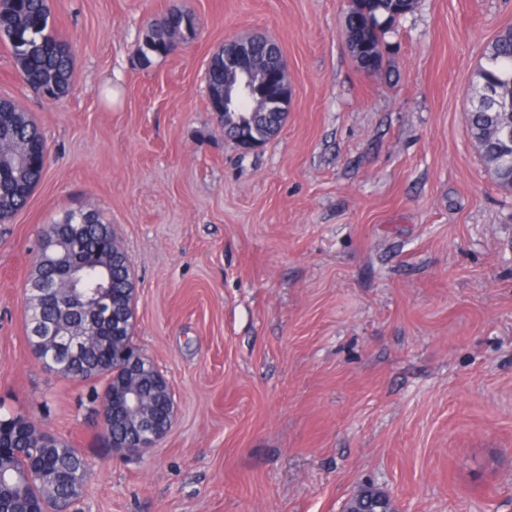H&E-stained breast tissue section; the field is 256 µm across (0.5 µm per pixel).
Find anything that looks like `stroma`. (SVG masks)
Wrapping results in <instances>:
<instances>
[{"mask_svg":"<svg viewBox=\"0 0 512 512\" xmlns=\"http://www.w3.org/2000/svg\"><path fill=\"white\" fill-rule=\"evenodd\" d=\"M352 0H48L73 85L44 99L0 44V97L30 113L46 174L0 239V407L92 470L74 512H512V192L466 121L512 0H416L385 68L345 40ZM193 14L184 51L141 66L148 22ZM251 35L283 53L280 132L225 139L206 71ZM111 224L136 280L133 342L176 414L112 452L87 383L26 335L39 229ZM139 422L137 424L136 432H132V438L128 441H123L127 438L128 434L125 430V420L123 418H119V421L113 430V438L122 442L119 445H112V450L115 453H119L125 456H136L140 455L143 451L148 448L153 447V445L158 442L157 436L152 435L148 428L150 426L149 423H142L139 427ZM348 512H394L390 497L373 486H362L346 503Z\"/></svg>","mask_w":512,"mask_h":512,"instance_id":"35a3bbf8","label":"stroma"}]
</instances>
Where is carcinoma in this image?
I'll list each match as a JSON object with an SVG mask.
<instances>
[{"label": "carcinoma", "mask_w": 512, "mask_h": 512, "mask_svg": "<svg viewBox=\"0 0 512 512\" xmlns=\"http://www.w3.org/2000/svg\"><path fill=\"white\" fill-rule=\"evenodd\" d=\"M415 0H352L345 17L347 47L366 71L383 69L382 44L395 32L394 24L413 11ZM195 19L186 11L171 12L147 25L137 43L139 63L148 65L160 54L175 52L193 37ZM0 43L7 45L25 84L51 100L66 96L71 86L72 48L57 38L51 26L47 0H0ZM476 92L468 111V127L496 183L512 190L509 151L512 143L502 132L512 128V27L502 30L488 45L475 71ZM208 94L220 98L224 89V53L211 58L207 67ZM494 98L502 108H489ZM287 113L261 108L254 97L232 112L223 113L224 135L241 144L250 138L261 144L275 136ZM46 149V141L29 114L11 99H0V160H14ZM46 169L27 166L0 167V224H9L23 209L42 180ZM70 239L80 247L81 258L91 269L82 272L80 291L90 299L105 294L112 318L98 330V343L90 346L74 365L92 381L89 403L112 394L113 383L124 377L117 370L119 353L132 349L134 282L125 251L112 232V225L94 213L68 212L42 229L45 238ZM65 273L53 256H38L26 284L27 300L32 289L49 288L53 294L34 304L45 321L57 317L58 300L66 289ZM156 368L134 379L142 409L163 419L164 395L155 384ZM47 432L27 416L0 415V512H51L56 500L72 496L73 485L91 470L90 463L65 439L59 448H47ZM348 512H394L390 497L373 486H363L346 503Z\"/></svg>", "instance_id": "carcinoma-1"}]
</instances>
